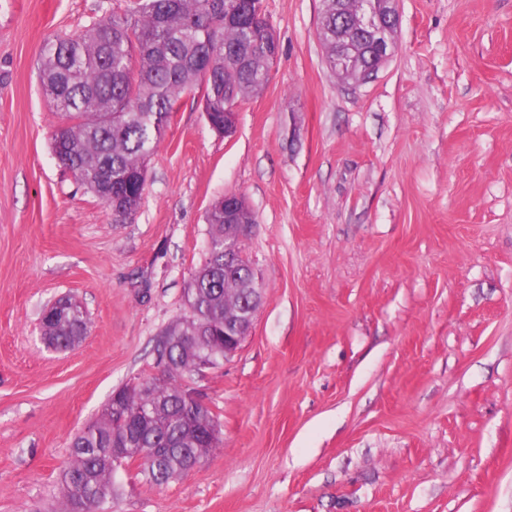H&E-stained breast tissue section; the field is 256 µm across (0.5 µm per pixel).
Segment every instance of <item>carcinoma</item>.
<instances>
[{"instance_id":"1","label":"carcinoma","mask_w":512,"mask_h":512,"mask_svg":"<svg viewBox=\"0 0 512 512\" xmlns=\"http://www.w3.org/2000/svg\"><path fill=\"white\" fill-rule=\"evenodd\" d=\"M319 38L327 62L336 54V10L322 0ZM279 51L263 0H126L76 37L48 40L41 52L40 81L53 111L61 116L51 149L99 200L112 196V215L134 213L143 199L146 161L164 136L176 104L196 88L213 126L224 127L228 102L263 92L271 56ZM210 248L194 271L187 299L207 324L193 336L187 318L161 334L156 352L168 353L167 380L146 381L126 391L120 416L107 402L99 417L72 442L63 470V512L94 509L114 497L112 440L127 438L125 451L139 473L158 487L183 476L187 455H209L218 447V417L208 409L191 417L182 380L196 372L199 355L224 354V317H235L249 302L250 269L224 271V198L206 213ZM81 305L53 309L42 317L45 332L74 347L88 333ZM153 405L145 416L144 408Z\"/></svg>"}]
</instances>
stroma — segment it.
<instances>
[{
	"label": "stroma",
	"mask_w": 512,
	"mask_h": 512,
	"mask_svg": "<svg viewBox=\"0 0 512 512\" xmlns=\"http://www.w3.org/2000/svg\"><path fill=\"white\" fill-rule=\"evenodd\" d=\"M122 0H0V512H61L74 436L162 377L210 203L241 195L252 330L185 377L220 444L167 486L136 469L101 512H512V0H399L376 78L339 80L321 0H263L280 53L219 135L183 98L137 212L51 151L38 60ZM88 336L53 352L45 308Z\"/></svg>",
	"instance_id": "stroma-1"
}]
</instances>
